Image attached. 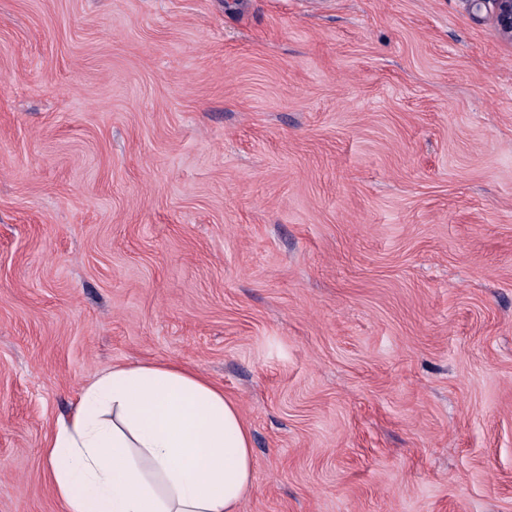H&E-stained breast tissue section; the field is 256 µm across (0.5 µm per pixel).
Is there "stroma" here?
I'll use <instances>...</instances> for the list:
<instances>
[{
  "mask_svg": "<svg viewBox=\"0 0 512 512\" xmlns=\"http://www.w3.org/2000/svg\"><path fill=\"white\" fill-rule=\"evenodd\" d=\"M237 401L243 512H512V41L466 0H0V512L82 388Z\"/></svg>",
  "mask_w": 512,
  "mask_h": 512,
  "instance_id": "1",
  "label": "stroma"
}]
</instances>
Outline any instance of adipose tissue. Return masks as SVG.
I'll list each match as a JSON object with an SVG mask.
<instances>
[{
  "label": "adipose tissue",
  "instance_id": "1",
  "mask_svg": "<svg viewBox=\"0 0 512 512\" xmlns=\"http://www.w3.org/2000/svg\"><path fill=\"white\" fill-rule=\"evenodd\" d=\"M47 457L66 512H240L254 490L239 405L169 360L117 364L92 379Z\"/></svg>",
  "mask_w": 512,
  "mask_h": 512
}]
</instances>
